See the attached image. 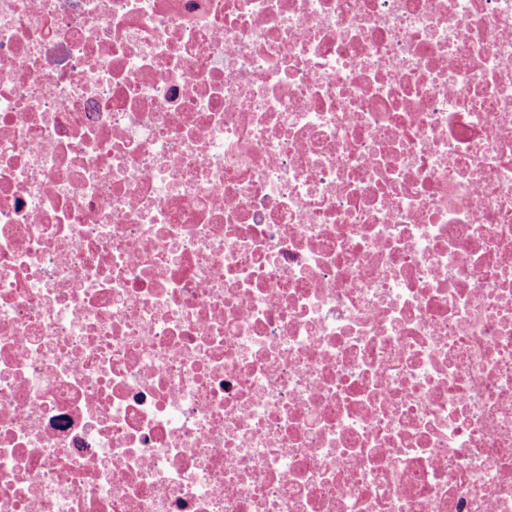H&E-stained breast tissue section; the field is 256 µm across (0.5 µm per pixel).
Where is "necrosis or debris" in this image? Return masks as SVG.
Here are the masks:
<instances>
[{"label":"necrosis or debris","instance_id":"4bbe7bcc","mask_svg":"<svg viewBox=\"0 0 512 512\" xmlns=\"http://www.w3.org/2000/svg\"><path fill=\"white\" fill-rule=\"evenodd\" d=\"M0 512H512V0H0Z\"/></svg>","mask_w":512,"mask_h":512}]
</instances>
